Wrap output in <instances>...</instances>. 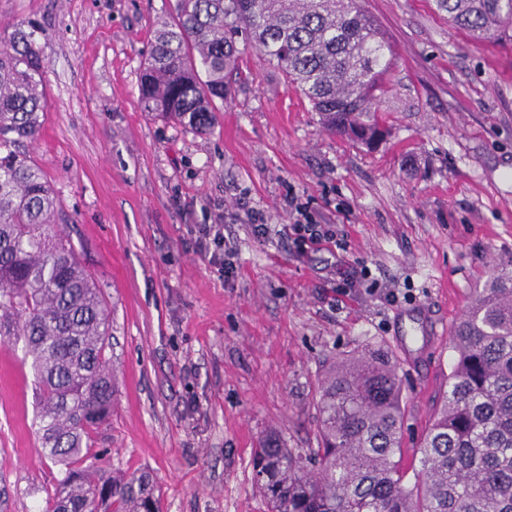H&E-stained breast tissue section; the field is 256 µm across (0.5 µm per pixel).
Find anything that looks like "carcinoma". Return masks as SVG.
Segmentation results:
<instances>
[{"instance_id":"carcinoma-1","label":"carcinoma","mask_w":512,"mask_h":512,"mask_svg":"<svg viewBox=\"0 0 512 512\" xmlns=\"http://www.w3.org/2000/svg\"><path fill=\"white\" fill-rule=\"evenodd\" d=\"M476 41L512 35V0H436ZM33 21L0 31V336L29 362L40 448L61 466L41 512H161L147 472L88 463L115 404L108 302L59 226L69 222L31 147L46 110ZM265 58L332 132L365 145L393 52L363 0H175L140 75L144 109L206 131L245 55ZM455 361L406 480L403 389L388 346L367 341L322 375L319 447L266 436L255 450L268 512H512V261L492 267L456 322Z\"/></svg>"}]
</instances>
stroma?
I'll use <instances>...</instances> for the list:
<instances>
[{
  "label": "stroma",
  "mask_w": 512,
  "mask_h": 512,
  "mask_svg": "<svg viewBox=\"0 0 512 512\" xmlns=\"http://www.w3.org/2000/svg\"><path fill=\"white\" fill-rule=\"evenodd\" d=\"M172 3L0 0V27L42 26L48 106L34 158L112 312L117 392L96 451L113 473L149 472L162 512H266L259 440L318 447L323 365L378 341L400 365L405 460L417 461L448 387L452 327L512 259V41H474L434 0H365L395 50L376 147L327 130L257 55L199 132L139 100ZM293 194L343 250L299 260L254 237L246 209L284 224ZM217 211L237 249L228 281L187 230ZM364 267L376 292L334 306L336 285ZM35 412L22 350L0 336V512H41L60 476Z\"/></svg>",
  "instance_id": "35a3bbf8"
}]
</instances>
